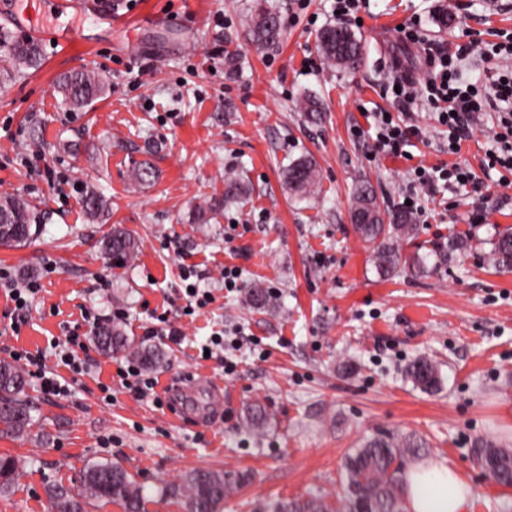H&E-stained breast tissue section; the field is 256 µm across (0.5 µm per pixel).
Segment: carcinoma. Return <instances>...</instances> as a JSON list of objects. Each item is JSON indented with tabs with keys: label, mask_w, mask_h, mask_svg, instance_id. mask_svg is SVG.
Wrapping results in <instances>:
<instances>
[{
	"label": "carcinoma",
	"mask_w": 512,
	"mask_h": 512,
	"mask_svg": "<svg viewBox=\"0 0 512 512\" xmlns=\"http://www.w3.org/2000/svg\"><path fill=\"white\" fill-rule=\"evenodd\" d=\"M282 28L274 14L260 7L256 10L251 26V38L256 46L270 48L280 42ZM318 47L325 60L332 66L354 70L362 65L361 41L344 26L334 25L323 30L318 37ZM8 63L20 71L37 65L41 49L30 41H13L7 44ZM59 88L65 100L73 107H82L101 96L104 91L100 78L93 72L77 71L63 77ZM303 115L316 121L321 112L316 97L309 95L299 102ZM284 184L295 195L315 193L319 174L315 163L307 158L291 162L284 171ZM247 186L236 176L225 180L224 198L227 200L246 195ZM83 206L92 219L109 211V200L90 187L85 191ZM351 213L367 215L369 223L355 225L362 241L374 245L373 259L377 270L389 275L402 269L412 276L426 273L424 259L410 254L403 255V246L417 234L413 214L396 211L385 220L373 187L359 183L353 193ZM0 220L6 231L0 243L20 246L39 233L40 225L48 220L46 212L27 199L17 195H0ZM135 238L123 227L115 225L104 242V252L112 266L122 262L126 267L136 256ZM491 256L498 267L512 266V234L503 233L492 243ZM248 301L256 309H270L272 295L266 288L248 290ZM96 347L104 354L126 353L140 360L146 367L162 361L158 350L137 347L124 333L121 325L101 327L94 336ZM404 373L415 386L433 391L441 384L438 365L431 360L416 358L404 367ZM27 381L18 367L0 361V436L13 437L26 431L31 421V407L24 397ZM267 421L265 407L256 403L245 415V424L260 430ZM426 455L425 443L414 437L397 438L378 434L366 440L348 457L345 463L346 495L341 501L342 512H406L407 463ZM474 459L495 483L512 487V449L502 448L493 442L479 440L473 448ZM19 465L11 455L0 456V494L12 487ZM245 481L243 475L198 469L185 475L183 483L165 489L186 498L189 512H219L224 498ZM51 512H86L92 500H112L123 505L125 512H141L143 489L119 463H93L85 471L80 489L63 485L47 489ZM273 512H331L328 503L316 496L291 501H278Z\"/></svg>",
	"instance_id": "cac0c4a2"
}]
</instances>
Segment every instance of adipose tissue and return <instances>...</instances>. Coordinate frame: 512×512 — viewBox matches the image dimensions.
<instances>
[{"mask_svg": "<svg viewBox=\"0 0 512 512\" xmlns=\"http://www.w3.org/2000/svg\"><path fill=\"white\" fill-rule=\"evenodd\" d=\"M408 480L414 512H464L463 484L451 469L418 466Z\"/></svg>", "mask_w": 512, "mask_h": 512, "instance_id": "obj_1", "label": "adipose tissue"}]
</instances>
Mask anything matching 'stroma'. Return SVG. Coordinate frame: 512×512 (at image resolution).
I'll use <instances>...</instances> for the list:
<instances>
[{
    "label": "stroma",
    "instance_id": "1",
    "mask_svg": "<svg viewBox=\"0 0 512 512\" xmlns=\"http://www.w3.org/2000/svg\"><path fill=\"white\" fill-rule=\"evenodd\" d=\"M82 2L78 16L47 11L45 28H76L83 38L41 42L40 68L7 69L0 47V194L50 214L30 244L0 246V268L41 286L17 332L0 290V360L13 346L48 352L69 326L89 333L82 309L106 315L120 307L127 336L162 352V384L195 372L220 385L224 403L213 417L205 392L193 393V411L177 420L170 406L120 387L123 355L88 345L89 370L69 396L45 394L28 379L34 426L31 435L0 438V454L22 463L0 512H48V485H78L88 464L106 461L121 462L144 486V512H187L183 498L160 488L195 469L246 475L222 512H268L271 502L309 496L334 506L346 458L376 434L424 439L430 462L456 470L468 487L465 512H512V488L472 457L481 438L512 446V268L489 260L492 240L512 231V171H492L481 224L471 221L465 189L421 194L428 220L404 251L426 257L422 277L381 276L350 221L360 182L390 213L413 167L479 168L493 146L496 109L476 117L460 154L449 153L435 105L423 96L397 102L392 62L421 80L428 55L467 46L461 78L477 82L488 67L480 47L512 34V0H369L351 26L364 48L354 70L327 65L317 47L333 23L331 0H130L131 24L115 30L100 19L116 0ZM260 6L281 22L277 46L260 49L249 38ZM415 20L420 42L398 41L397 27ZM80 70L99 75L106 91L74 109L58 81ZM308 94L322 104L315 123L298 110ZM384 110L421 130L405 157L374 147L372 116ZM302 157L319 172L311 196L282 184L284 169ZM143 161L155 176L138 184L130 173ZM231 174L250 184L247 196L225 199ZM88 185L112 201L109 216L94 222L82 206ZM116 224L139 244L124 268L102 250ZM187 266L212 292L191 315ZM226 266L240 269L241 289H224ZM255 282L275 289L274 309L249 306ZM162 312L177 339L145 335ZM233 327L238 348L201 358L213 333ZM421 355L440 370L432 394L402 372ZM257 401L269 415L260 432L242 424Z\"/></svg>",
    "mask_w": 512,
    "mask_h": 512
}]
</instances>
